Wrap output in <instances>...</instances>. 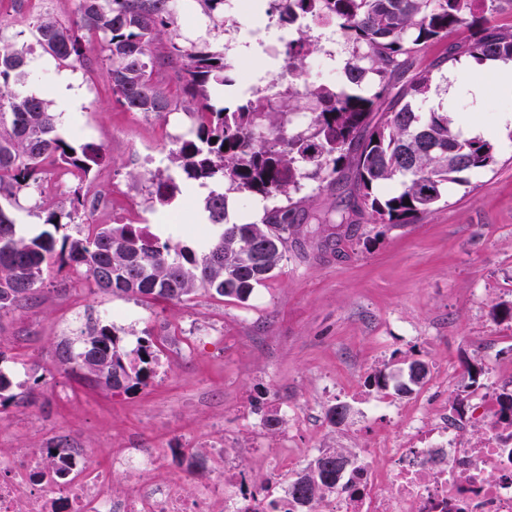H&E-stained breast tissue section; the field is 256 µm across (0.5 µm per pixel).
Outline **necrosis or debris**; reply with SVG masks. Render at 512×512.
Here are the masks:
<instances>
[{"instance_id": "1", "label": "necrosis or debris", "mask_w": 512, "mask_h": 512, "mask_svg": "<svg viewBox=\"0 0 512 512\" xmlns=\"http://www.w3.org/2000/svg\"><path fill=\"white\" fill-rule=\"evenodd\" d=\"M488 435L468 446L467 424L447 403H416L401 415L397 436L362 449L363 461L316 512H512V430L499 398L487 389L475 399ZM67 474L57 478L43 456H0V512H251L262 493L244 478L204 487L194 496L184 479L168 474L150 448L118 457L136 483L127 497L112 496V472L87 449L62 451ZM384 466L375 469L374 458Z\"/></svg>"}]
</instances>
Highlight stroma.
I'll return each instance as SVG.
<instances>
[{"label":"stroma","mask_w":512,"mask_h":512,"mask_svg":"<svg viewBox=\"0 0 512 512\" xmlns=\"http://www.w3.org/2000/svg\"><path fill=\"white\" fill-rule=\"evenodd\" d=\"M447 42L428 45L416 65L431 70L433 94L446 97L453 83L472 82L469 58L446 61ZM229 57L236 83L214 97L216 106L248 97L282 73L279 60L258 47ZM33 69L28 90L54 98L66 74L82 94L78 125L59 132L79 143L103 145L106 161L83 182L86 198L109 197L115 211L135 203L159 240H186L191 215H203L202 194L181 181L180 193L152 202V176L166 172L175 137L193 124L189 113L158 118L123 111L105 79L88 85L86 72L62 70L50 57ZM497 163L464 185H449L442 200L415 224H350L319 232L311 219L354 193L352 179L314 194L303 231L288 244L273 278L248 301L197 289L187 300L143 299L98 291L68 268L51 267L44 284L16 310L0 316V368L11 372L25 397L0 410V452L24 457L49 440L69 437L107 465L133 448H152L170 473L195 494L219 475L244 473L254 486L283 495L311 450L352 453L399 430L397 413L432 395L431 385L392 395L388 416L374 413L378 392L369 380L379 369L395 372L412 360L430 376L448 374V397H475L488 386L512 390V377L491 378V368L512 363V128L494 136ZM76 190L64 186L40 198L20 195V228L44 230L50 212L65 214L64 233L94 223L93 213L72 212ZM112 325L125 350L151 338L156 373L125 394L91 385L57 363L56 349L81 330ZM484 370L470 384L467 366ZM349 409L330 424L327 408ZM282 421L267 426L269 418ZM199 448L204 470L178 463L180 449ZM300 456L273 471L286 449Z\"/></svg>","instance_id":"obj_1"}]
</instances>
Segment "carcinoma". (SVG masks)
I'll use <instances>...</instances> for the list:
<instances>
[{"mask_svg":"<svg viewBox=\"0 0 512 512\" xmlns=\"http://www.w3.org/2000/svg\"><path fill=\"white\" fill-rule=\"evenodd\" d=\"M213 24L225 23V0H191ZM177 0H75L73 18L29 15L37 43L60 66L101 69L116 103L126 112L161 117L183 110L195 117L186 136L175 138L171 161L188 179L214 186L203 203L213 232L191 243L159 242L139 224H89L76 236L59 234L63 224L51 212L53 230L27 237L13 214L0 206V304L9 313L42 285L52 264L99 289L143 298L181 300L198 288L220 297L247 301L285 257L288 239L300 231L298 199L304 182L331 189L346 172L357 193L343 209L317 218L318 228L347 223L348 211L367 212L378 224H414L440 202L445 186L496 163L495 145L465 138L446 112L422 110L432 92L429 70H413L431 43L466 28L465 41L448 46L444 60L466 54L475 62L512 60V27L494 24L499 0H285L280 20L290 25L311 17L335 23L355 53L345 65L342 87L320 84L247 99L234 107H215L212 91L233 82V65L224 50L199 38L178 42ZM95 31L101 57L90 56L82 32ZM288 43V56L303 59L313 51L305 30ZM0 38V199L22 193L43 195L48 168L74 172L81 184L106 161L103 146L73 144L58 132L50 101L15 87L26 83L27 48L17 38ZM319 105L305 134L284 137L281 120L299 108L301 95ZM388 111L375 117L381 100ZM151 198L167 205L179 186L171 176L152 178ZM284 202L265 210L261 222L229 216V195ZM410 204H405V201ZM87 349L85 364L72 358L70 341L61 343L58 364L79 370L112 391L129 392L145 383L156 354L142 344L132 359L110 325H95L77 337ZM426 365L407 366L394 389L410 393L423 385ZM17 399L13 381L0 371V407ZM346 448H328L288 483L298 505H317L343 485L348 471L336 461Z\"/></svg>","mask_w":512,"mask_h":512,"instance_id":"cac0c4a2","label":"carcinoma"}]
</instances>
